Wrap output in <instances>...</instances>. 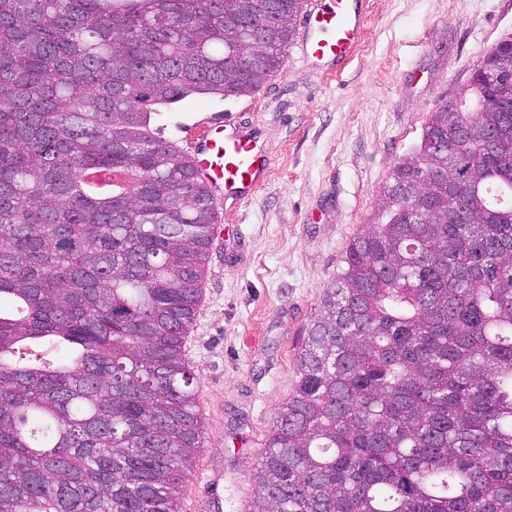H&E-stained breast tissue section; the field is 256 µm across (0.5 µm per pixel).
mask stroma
<instances>
[{
	"label": "stroma",
	"mask_w": 512,
	"mask_h": 512,
	"mask_svg": "<svg viewBox=\"0 0 512 512\" xmlns=\"http://www.w3.org/2000/svg\"><path fill=\"white\" fill-rule=\"evenodd\" d=\"M364 11L362 41L340 71L303 62L290 47L255 94L192 96L154 122L185 149L197 121L234 118L269 158L253 198L239 211L217 210L223 239L211 247L184 347L206 417L193 470L219 479L185 482L198 512H251L274 413L346 244L428 112L468 98L474 62L512 30V0H365Z\"/></svg>",
	"instance_id": "stroma-1"
}]
</instances>
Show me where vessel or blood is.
Returning a JSON list of instances; mask_svg holds the SVG:
<instances>
[{
    "label": "vessel or blood",
    "mask_w": 512,
    "mask_h": 512,
    "mask_svg": "<svg viewBox=\"0 0 512 512\" xmlns=\"http://www.w3.org/2000/svg\"><path fill=\"white\" fill-rule=\"evenodd\" d=\"M363 0H308L299 49L303 60L327 67L349 62L363 37ZM192 157L198 176L215 200L231 209L250 200L263 185L268 160L256 136L231 119H205L196 126Z\"/></svg>",
    "instance_id": "1"
}]
</instances>
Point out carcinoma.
I'll return each mask as SVG.
<instances>
[{
    "label": "carcinoma",
    "instance_id": "cac0c4a2",
    "mask_svg": "<svg viewBox=\"0 0 512 512\" xmlns=\"http://www.w3.org/2000/svg\"><path fill=\"white\" fill-rule=\"evenodd\" d=\"M304 0H0V512H178L215 203L156 107L256 93ZM512 31L393 165L252 512H512Z\"/></svg>",
    "mask_w": 512,
    "mask_h": 512
}]
</instances>
